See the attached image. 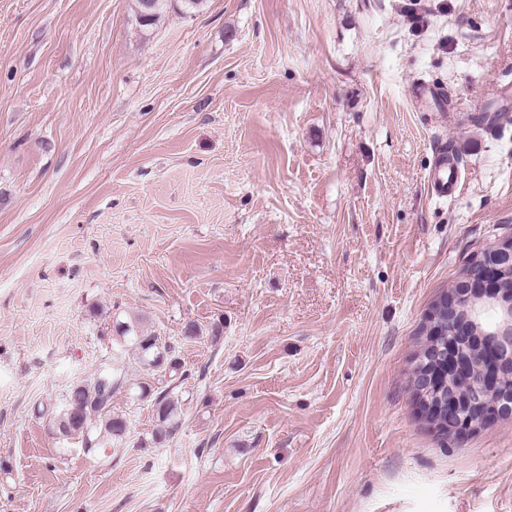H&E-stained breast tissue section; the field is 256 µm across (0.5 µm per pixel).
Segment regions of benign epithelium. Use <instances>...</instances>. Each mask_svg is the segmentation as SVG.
Instances as JSON below:
<instances>
[{"mask_svg": "<svg viewBox=\"0 0 512 512\" xmlns=\"http://www.w3.org/2000/svg\"><path fill=\"white\" fill-rule=\"evenodd\" d=\"M481 274H463L432 311L428 359L414 377L431 426L461 438L512 417V237L477 255Z\"/></svg>", "mask_w": 512, "mask_h": 512, "instance_id": "benign-epithelium-1", "label": "benign epithelium"}]
</instances>
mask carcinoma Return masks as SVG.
<instances>
[{
	"label": "carcinoma",
	"mask_w": 512,
	"mask_h": 512,
	"mask_svg": "<svg viewBox=\"0 0 512 512\" xmlns=\"http://www.w3.org/2000/svg\"><path fill=\"white\" fill-rule=\"evenodd\" d=\"M168 0H136V22L145 29L157 25L165 16ZM117 333L135 354L140 369L161 377L186 378L175 348L155 332L141 328L140 323L118 322ZM128 364L121 356L112 357V365L75 384L60 412L49 420V425L66 438H78L87 452L103 453L106 444L124 442L129 433L126 418L112 410V396L127 384ZM139 392L132 399L151 403L157 421L150 443L162 446L181 427V401L173 396L170 387H153L147 382L138 385Z\"/></svg>",
	"instance_id": "obj_1"
}]
</instances>
